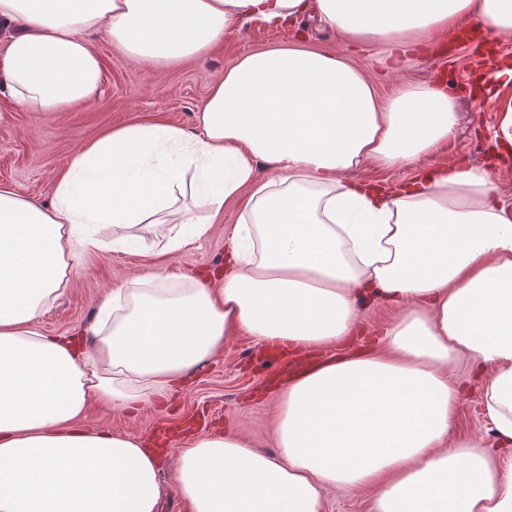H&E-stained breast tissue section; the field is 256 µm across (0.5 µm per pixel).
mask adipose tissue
Here are the masks:
<instances>
[{
	"label": "adipose tissue",
	"mask_w": 512,
	"mask_h": 512,
	"mask_svg": "<svg viewBox=\"0 0 512 512\" xmlns=\"http://www.w3.org/2000/svg\"><path fill=\"white\" fill-rule=\"evenodd\" d=\"M307 14L401 65L468 19L512 41V0H0V93L58 111L99 92L93 37L172 66L244 23ZM458 110L441 85L384 97L348 57L283 44L225 70L199 133H104L71 159L52 207L0 186V512H158L153 450L79 429L89 405L165 400L237 336L335 347L357 333L365 296L394 312L383 348L329 357L281 389L278 456L232 432L180 448L189 512H324L325 487L366 490L365 512H512V211L480 166L393 189L339 178L414 165L454 136ZM260 160L273 177L257 179ZM189 171L193 204L173 208ZM238 200L219 286L162 288L155 272L101 299L91 344L39 333L68 265L100 245L85 226L154 224L171 253ZM476 364L495 450L448 439L455 374Z\"/></svg>",
	"instance_id": "ef3b65f1"
}]
</instances>
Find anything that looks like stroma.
Listing matches in <instances>:
<instances>
[{
	"label": "stroma",
	"mask_w": 512,
	"mask_h": 512,
	"mask_svg": "<svg viewBox=\"0 0 512 512\" xmlns=\"http://www.w3.org/2000/svg\"><path fill=\"white\" fill-rule=\"evenodd\" d=\"M292 42L350 55L385 96L401 84L430 83L438 71L448 72L459 87L455 137L440 153L421 158L419 166L433 169L442 162L460 160L487 168L498 198L512 207V152L504 153L493 138L501 106L512 99V78L491 77L471 48L452 34L430 49L416 67L384 73L368 53L352 50L336 32L307 15L277 24H246L227 32L204 56L168 68L152 66L105 41H95L102 66L101 93L95 101L76 103L59 112H30L0 96V186L11 187L37 203L51 204L56 180L68 160L103 133L149 122L198 131V114L227 68L250 51ZM238 215L237 205L225 206L222 217L204 236L162 257L156 256L154 236L147 229L137 242L89 252L70 269L63 294L43 311L38 320L41 332L87 339L98 303L111 289L156 270L165 274L166 287L176 288L190 277L222 269ZM264 355V349L251 338H233L217 357L193 373L169 403L147 404L131 413L94 404L82 424L91 430L117 431L151 441L167 429L227 430L245 438L257 451L276 453L278 391L290 370L271 367ZM458 378L464 394L449 439L471 437L485 447H495L492 424L484 412L481 378L465 370Z\"/></svg>",
	"instance_id": "stroma-1"
}]
</instances>
